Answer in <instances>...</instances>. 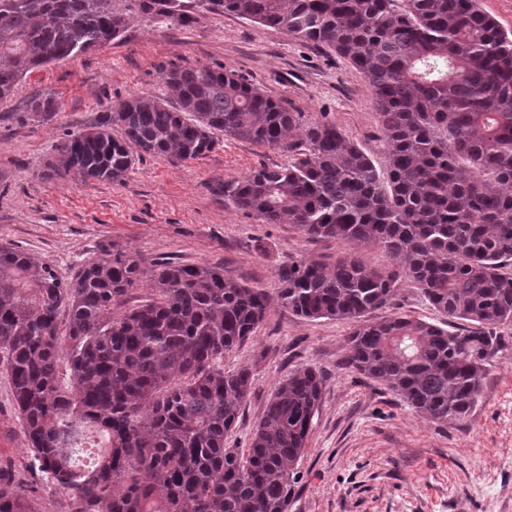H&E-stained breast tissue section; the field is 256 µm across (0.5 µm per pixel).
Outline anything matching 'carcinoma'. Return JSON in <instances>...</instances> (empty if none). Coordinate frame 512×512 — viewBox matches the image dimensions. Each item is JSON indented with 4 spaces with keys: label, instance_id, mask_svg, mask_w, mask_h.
I'll use <instances>...</instances> for the list:
<instances>
[{
    "label": "carcinoma",
    "instance_id": "carcinoma-1",
    "mask_svg": "<svg viewBox=\"0 0 512 512\" xmlns=\"http://www.w3.org/2000/svg\"><path fill=\"white\" fill-rule=\"evenodd\" d=\"M203 10L347 56L379 110L386 176L333 123L292 139L302 113L207 66L171 67L170 96L120 101L65 138L52 175L121 182L146 155H206L218 132L287 152L284 165L222 184L224 197L312 239L377 246L392 265L352 254L291 262L278 303L309 320L356 322L347 366L435 422L467 417L503 344L498 329L512 324V34L477 0H0V103L29 72L122 38L134 18L187 27ZM147 273L149 299L117 312ZM404 281L444 326L369 318ZM271 301L219 264L147 272L105 250L68 280L0 246V362L41 481L67 512H288L320 372L300 368L279 384L247 450L224 446L252 384L248 369L224 371V355L257 331ZM456 320L469 326L448 330ZM78 424L108 440L89 469L72 460ZM0 512H37L2 468Z\"/></svg>",
    "mask_w": 512,
    "mask_h": 512
}]
</instances>
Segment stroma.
<instances>
[{"label":"stroma","instance_id":"35a3bbf8","mask_svg":"<svg viewBox=\"0 0 512 512\" xmlns=\"http://www.w3.org/2000/svg\"><path fill=\"white\" fill-rule=\"evenodd\" d=\"M172 63L243 75L306 122L335 124L377 169L385 167L375 101L348 57L231 13L204 11L188 27L137 21L121 42L36 69L0 104V245L37 255L68 278L110 246L138 256L147 270L162 262L220 264L226 275L272 295L279 268L291 261L331 264L356 252L373 266H390L380 248L311 239L234 208L220 183L288 160L244 141L221 139L181 163L144 157L120 183L47 177L67 135L91 128L131 96H167L163 71ZM49 97L55 111L35 115L33 101ZM400 314L441 321L407 282L374 316ZM354 328L272 305L253 337L224 356L225 370L247 367L253 375L226 447L247 448L278 385L310 366L325 384L288 512H512V326L501 329L505 345L487 366L472 412L447 422L423 417L382 382L346 366ZM0 466L31 489L38 512H62L63 501L36 472L1 364Z\"/></svg>","mask_w":512,"mask_h":512}]
</instances>
